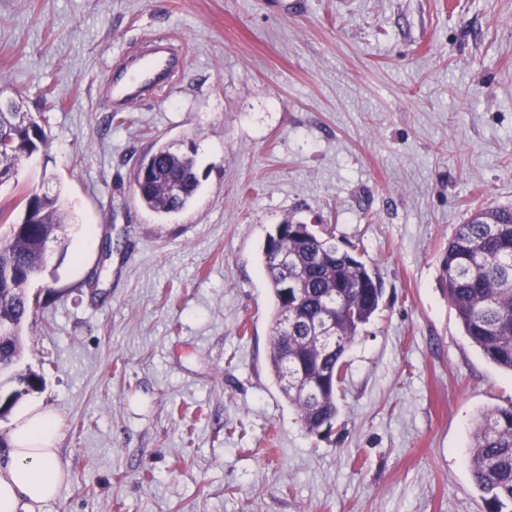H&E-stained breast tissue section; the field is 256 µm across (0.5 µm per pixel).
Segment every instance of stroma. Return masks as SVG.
<instances>
[{"instance_id":"obj_1","label":"stroma","mask_w":512,"mask_h":512,"mask_svg":"<svg viewBox=\"0 0 512 512\" xmlns=\"http://www.w3.org/2000/svg\"><path fill=\"white\" fill-rule=\"evenodd\" d=\"M146 35L186 66L113 108L101 86ZM18 93L48 145L0 206L36 189L66 214L22 329L42 384L21 399L63 424L66 478L37 512H486L470 433L512 405V373L464 336L440 255L512 205V0H0V96ZM157 142L200 180L172 215L130 179ZM291 215L334 225L383 289L327 435L270 369L260 254Z\"/></svg>"}]
</instances>
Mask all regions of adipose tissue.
<instances>
[{
  "label": "adipose tissue",
  "mask_w": 512,
  "mask_h": 512,
  "mask_svg": "<svg viewBox=\"0 0 512 512\" xmlns=\"http://www.w3.org/2000/svg\"><path fill=\"white\" fill-rule=\"evenodd\" d=\"M61 428V419L40 403L15 411L10 460L0 468V512H35L55 497L64 475L57 448Z\"/></svg>",
  "instance_id": "adipose-tissue-1"
}]
</instances>
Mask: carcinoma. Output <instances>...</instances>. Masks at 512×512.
Returning <instances> with one entry per match:
<instances>
[{
    "mask_svg": "<svg viewBox=\"0 0 512 512\" xmlns=\"http://www.w3.org/2000/svg\"><path fill=\"white\" fill-rule=\"evenodd\" d=\"M36 117L0 112V185L19 183L18 159L46 148ZM138 197L148 209L176 213L196 195L200 181L194 160L157 144L133 173ZM35 224L7 222L0 208V364L6 381L35 389L40 378L15 373L21 330L29 311L30 274L54 231L65 223L58 197L36 203ZM261 266L274 307L270 365L277 383L284 373L295 383L281 392L315 435L333 426L339 414L344 357L379 308L376 273L358 255L336 244L334 231L290 216L268 233ZM440 270L464 334L491 363L512 371V207L480 208L458 225L444 249ZM294 282L291 297L285 279ZM468 467L488 512H512V407L481 411L471 436Z\"/></svg>",
    "mask_w": 512,
    "mask_h": 512,
    "instance_id": "1",
    "label": "carcinoma"
}]
</instances>
